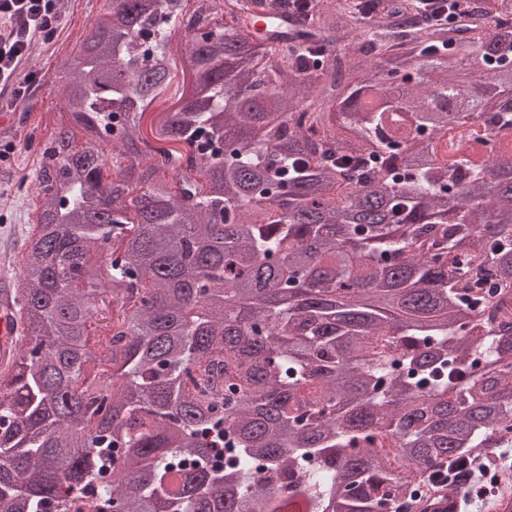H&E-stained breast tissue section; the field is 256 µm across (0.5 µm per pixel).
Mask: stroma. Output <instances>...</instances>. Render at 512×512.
Here are the masks:
<instances>
[{
  "label": "stroma",
  "mask_w": 512,
  "mask_h": 512,
  "mask_svg": "<svg viewBox=\"0 0 512 512\" xmlns=\"http://www.w3.org/2000/svg\"><path fill=\"white\" fill-rule=\"evenodd\" d=\"M107 0H68V22L57 41L32 50L26 66L35 75L27 98L13 107L14 121L0 128V276L14 274L11 258L25 246L35 223L34 173L63 110L55 74L58 56L102 13Z\"/></svg>",
  "instance_id": "stroma-1"
}]
</instances>
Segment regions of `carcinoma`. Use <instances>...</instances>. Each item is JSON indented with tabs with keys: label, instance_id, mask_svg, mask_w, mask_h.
Masks as SVG:
<instances>
[{
	"label": "carcinoma",
	"instance_id": "1",
	"mask_svg": "<svg viewBox=\"0 0 512 512\" xmlns=\"http://www.w3.org/2000/svg\"><path fill=\"white\" fill-rule=\"evenodd\" d=\"M305 2L109 0L57 58L0 512H400L512 448V0ZM424 4L426 21L434 27H451L462 16L464 0H418ZM174 103V100H168L167 98L158 99L153 106L149 109L145 123L143 127L145 137L156 146H164V145H172V144H161L156 141V127L159 119L162 117L161 112H167L171 105Z\"/></svg>",
	"mask_w": 512,
	"mask_h": 512
}]
</instances>
